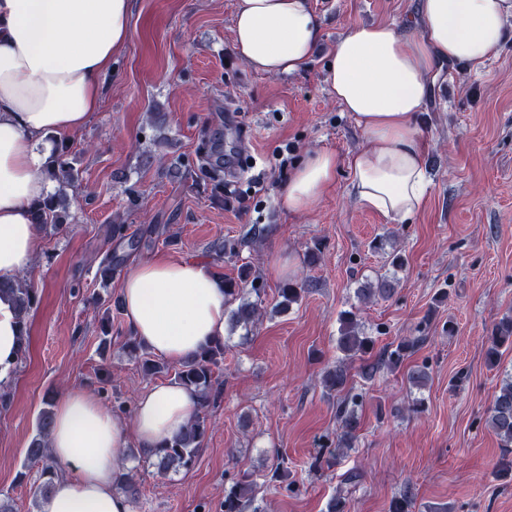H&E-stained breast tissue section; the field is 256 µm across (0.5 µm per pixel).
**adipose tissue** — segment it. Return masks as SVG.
Masks as SVG:
<instances>
[{
	"label": "adipose tissue",
	"mask_w": 512,
	"mask_h": 512,
	"mask_svg": "<svg viewBox=\"0 0 512 512\" xmlns=\"http://www.w3.org/2000/svg\"><path fill=\"white\" fill-rule=\"evenodd\" d=\"M130 0H0V284H15L37 253L32 206L49 192L44 167L51 137L83 128L97 111L112 59L131 36ZM512 0H419L415 30L354 25L337 42L326 83L350 112L363 143L348 156L315 150L288 178L280 204L309 211L351 173L350 193L397 223L423 208L427 149L416 124L444 63L478 69L495 59ZM233 40L240 58L270 74L303 69L321 37L311 0H236ZM132 335L178 364L223 339L229 298L200 260L159 257L136 263L121 282ZM21 322L10 293H0V383L21 357ZM200 406L177 383L137 398L132 420L108 410L94 392L69 389L54 407L50 454L57 478L39 512H131L119 484L129 446L150 453L179 435Z\"/></svg>",
	"instance_id": "obj_1"
}]
</instances>
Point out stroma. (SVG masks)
Segmentation results:
<instances>
[{
	"instance_id": "35a3bbf8",
	"label": "stroma",
	"mask_w": 512,
	"mask_h": 512,
	"mask_svg": "<svg viewBox=\"0 0 512 512\" xmlns=\"http://www.w3.org/2000/svg\"><path fill=\"white\" fill-rule=\"evenodd\" d=\"M130 2L131 38L112 62L110 88L87 124L64 137L68 161L95 196L77 198L62 228L41 233L25 276L36 303L28 348L0 405V494L14 512H37L31 488L40 469L27 466L26 450L48 399L85 387L114 412L172 380L145 376L128 356L131 332L116 308L121 281L105 286L96 277L113 246L107 226L120 215L139 231L138 259H198L228 278L241 261L251 262L271 310L248 337L232 336L192 467L160 475L136 457L132 512H224L226 490L246 474L257 488L242 512H328L334 497L345 512H391L406 493L409 512H512V475L501 476V442L485 421L512 376V348L492 369L483 354L494 325L512 317V24L501 54L482 69L459 62L439 70L418 116L428 198L411 223L399 224L354 201L345 169L309 213H289L278 197L290 164L308 152L344 157L363 142L325 83L337 40L355 24L413 25L417 0H312L321 39L304 69L275 76L237 55L236 0ZM153 106L166 124L145 167L132 146ZM231 112L246 133V166L219 202L200 173L177 178L172 170L193 157L205 124L222 130L225 151H233ZM283 149L285 168L276 158ZM133 192L141 206L131 212ZM255 226L265 233L254 239ZM379 238L381 252L372 248ZM227 241L242 242L238 258L221 256ZM314 245L318 262L298 264L294 276L309 283L308 292L277 311L282 282L269 276L270 259L299 257ZM392 247L405 257L395 272L385 255ZM389 272L398 279L393 298L358 299V288ZM344 311L374 338L370 361L414 338L410 360H429L431 379L417 390L403 370L383 368L366 379L353 363L362 427L352 447L336 448L337 395L321 375L340 355ZM418 397L423 411L409 412ZM282 460L295 491L269 480Z\"/></svg>"
}]
</instances>
